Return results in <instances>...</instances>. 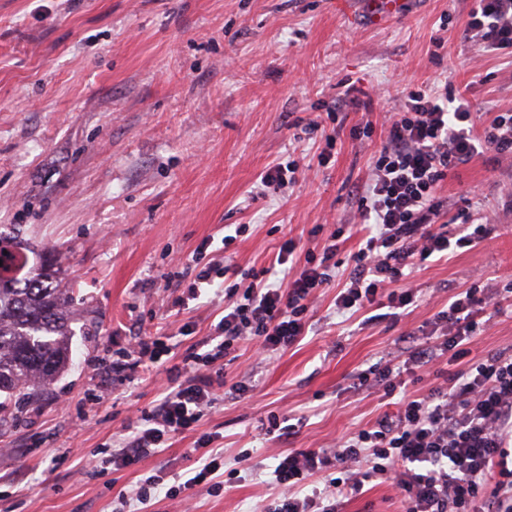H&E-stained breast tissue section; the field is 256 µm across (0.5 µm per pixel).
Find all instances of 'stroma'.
<instances>
[{"label": "stroma", "mask_w": 512, "mask_h": 512, "mask_svg": "<svg viewBox=\"0 0 512 512\" xmlns=\"http://www.w3.org/2000/svg\"><path fill=\"white\" fill-rule=\"evenodd\" d=\"M468 10L469 0H402L375 24L368 0H0V231L22 229L32 251L54 252L76 309L70 366L40 398L7 402L18 421L0 432V512H120L126 497L131 512H270L279 453L333 447L394 411L393 400L355 390L357 373L397 351L403 333L425 342L475 274L512 281V165L492 153L452 170L439 190L450 211L490 214L492 233L417 263L409 314H337L346 277L337 269L299 343L262 362L248 343L225 355L224 390L196 431L132 468L87 466L121 446L162 393L156 364L130 378L105 371L103 358L136 329L165 341L174 364L220 320L224 279L178 309L168 286L203 239L214 260L260 269L284 241L306 248L315 225L335 224L348 261L360 238L351 189L367 178L404 89L463 91L481 113L512 109V57L469 39ZM360 89L383 92L370 114L298 136L319 103ZM365 121L371 138L352 139L349 127ZM326 149L331 160L319 164ZM292 160L296 181L257 195L260 174ZM239 224L247 232L223 248ZM499 308L474 354L512 351V297ZM273 415L294 432L268 437ZM203 434L224 451L217 491L134 502L146 479L177 484ZM243 450L251 458L241 464ZM342 512L404 506L382 478Z\"/></svg>", "instance_id": "stroma-1"}]
</instances>
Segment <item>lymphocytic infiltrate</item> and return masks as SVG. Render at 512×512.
Returning <instances> with one entry per match:
<instances>
[{
	"instance_id": "f902f5d3",
	"label": "lymphocytic infiltrate",
	"mask_w": 512,
	"mask_h": 512,
	"mask_svg": "<svg viewBox=\"0 0 512 512\" xmlns=\"http://www.w3.org/2000/svg\"><path fill=\"white\" fill-rule=\"evenodd\" d=\"M466 32L485 51L512 53V0H473ZM487 151L512 159V111L489 113L480 124L465 94L404 92L370 176L353 187L365 234L336 296L337 312L409 307L416 295L404 283V270L415 258L453 246L472 248L484 239L486 225L474 223L463 209L449 216L438 189L455 167ZM340 239V231H332L306 249L296 268L289 260L297 245L287 240L272 266L247 271L244 291L227 289L213 335L167 368L162 399L144 415V428L109 455V463L133 467L171 436L194 431L224 386L220 361L234 346L253 341L270 352L307 336L311 304L339 266ZM491 301L477 285L455 294L435 317V341L413 347L407 358L360 371L358 388L398 397L397 411L335 447L281 453L274 470L275 512H340L347 494L361 493L369 478L384 476L393 477L405 512H512V354L476 356L471 350L492 318ZM167 353L161 340L138 337L117 352L112 370L131 376L143 359ZM447 355L464 363L447 387L406 395L407 379L421 381ZM211 442L208 436L198 440L202 464L177 489L167 490V497L209 484L223 469L224 453Z\"/></svg>"
}]
</instances>
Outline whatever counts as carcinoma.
<instances>
[{
  "label": "carcinoma",
  "instance_id": "cac0c4a2",
  "mask_svg": "<svg viewBox=\"0 0 512 512\" xmlns=\"http://www.w3.org/2000/svg\"><path fill=\"white\" fill-rule=\"evenodd\" d=\"M29 248L0 232V394L37 396L65 368L74 304L58 288L55 261L30 263Z\"/></svg>",
  "mask_w": 512,
  "mask_h": 512
}]
</instances>
